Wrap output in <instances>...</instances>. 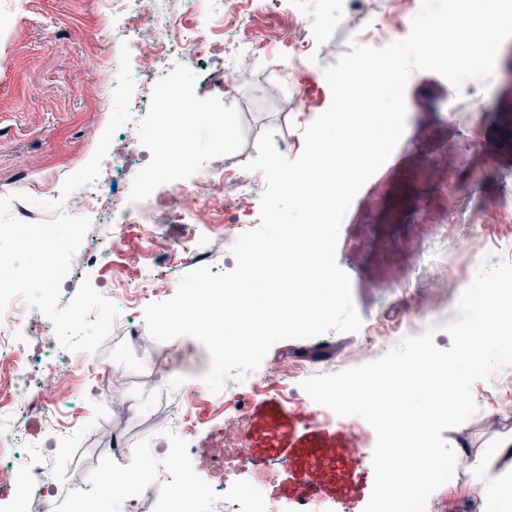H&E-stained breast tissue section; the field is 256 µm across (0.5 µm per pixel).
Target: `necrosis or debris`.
I'll list each match as a JSON object with an SVG mask.
<instances>
[{
	"label": "necrosis or debris",
	"instance_id": "1",
	"mask_svg": "<svg viewBox=\"0 0 512 512\" xmlns=\"http://www.w3.org/2000/svg\"><path fill=\"white\" fill-rule=\"evenodd\" d=\"M112 23L103 34L111 46L128 45L131 69L136 83L142 89L154 87L168 73V61L177 56L187 60L200 57L215 34L214 21L218 16H230L239 8V0H165L163 10L148 8V0H116ZM246 42L269 44L279 40L290 49L288 64L303 69L314 56L311 44L300 29L288 34L273 35L261 26L252 27L244 36ZM253 178L235 171L223 177L213 172H200L192 180H176L159 186V193L170 199V210H159L152 199L129 203V191L123 185L113 184L107 176H100L92 185L68 195L63 210L73 216H94L108 225L106 234L94 245L96 261L107 265L121 251L126 242L129 225L141 226L150 234H159L171 218L186 224H197L214 201L234 197L241 222H248L253 214L251 198ZM42 316L31 309L22 298H14L0 312V512H15L17 500L24 499L36 506L37 512H85V478L71 475L64 487H57L45 478L41 467H30L22 458L29 450L22 422L38 416L49 434L62 436L79 424V419L67 409L66 395L77 383L78 369L70 357L61 355L53 364H45L41 353L30 348L29 331L41 323ZM51 368L53 384L43 388L41 374ZM313 371L311 365H295L287 375L275 373L265 364L245 379L225 383L223 392L212 393L206 384L196 383L185 388L178 401L169 426L173 428L183 447L194 444L198 428L208 418L200 410L201 404H223L226 394L250 390L285 403L307 406L311 399L301 388V379ZM234 462L250 474L249 485L225 488L217 492L212 486L193 481L189 471L180 465L162 469L149 485L130 483L125 495L115 500V512H135L148 505L150 512H173L165 493L173 481L187 484L191 497L204 499L208 512H280L267 499L264 490L279 473L288 468V461L279 456L255 457L244 439L228 442Z\"/></svg>",
	"mask_w": 512,
	"mask_h": 512
}]
</instances>
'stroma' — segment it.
<instances>
[{
    "label": "stroma",
    "mask_w": 512,
    "mask_h": 512,
    "mask_svg": "<svg viewBox=\"0 0 512 512\" xmlns=\"http://www.w3.org/2000/svg\"><path fill=\"white\" fill-rule=\"evenodd\" d=\"M293 0H276L262 16L242 8L227 19L204 52L200 70L229 67L240 32L254 25L286 33L294 23ZM414 0H332L328 12L309 15L306 34L320 57L301 74L284 67L282 53L269 45L256 56L252 68L236 77L220 93L224 105L235 107L245 133L235 154L207 162L215 172L243 171L257 155L256 142L265 130L276 140L291 139L287 159L303 149V135L295 124L290 100L297 80H305L315 112H324L332 94L324 69L334 59L323 54L326 43L348 52L358 29L381 15L410 14ZM106 0H0V194H25L35 199L33 220H40L41 202L52 200L58 180L94 150L112 113V92L98 80L97 70L111 53L102 40ZM407 116L404 133L384 165L353 199L340 228L337 262L351 283L352 299L363 328L381 334L378 353H385L404 336L407 323L424 309L456 312L463 290L490 255L512 261V214L503 210L505 193L512 192V80L496 61L487 82L475 95L455 90L439 75L413 72L405 89ZM226 213L214 210L204 223L190 225L191 234L205 238L200 254L181 255L177 267L160 266L158 300L174 296L181 277L201 266L218 273L233 269L235 260L224 249V238L242 234L246 227L229 224ZM81 247L75 258L80 277L63 282L61 304H68L81 277H88L102 295L122 291L125 270L133 261L153 257L154 245L141 227L128 230L123 252L114 254L105 270ZM143 327L142 310H133L127 324H114L97 353L80 352L83 365L111 366L120 381L115 399H136L145 413L117 424L103 414L92 396L94 381H85L74 402L86 422L71 431L56 455L48 477L67 481L71 468L90 477V493L100 502L108 497L95 483L96 473L108 466L112 432L123 427L131 450L130 467L150 462L162 469L167 458L154 454L162 444H174L172 430L156 426L149 410H163L158 395V371H167L168 389L183 388L188 378H200L210 356L191 337L175 338L185 357L184 371L168 372L166 342L152 341L150 352L126 346L125 325ZM357 336L328 333L311 339H290L268 352L273 363L289 367L312 362L317 373L330 374L371 361V354L355 355ZM501 388L493 404L442 436L456 455L461 476L439 489L433 512H487L488 506L471 484L472 464L488 453L498 438L512 435V367L498 371ZM239 430L255 456L283 455L291 465L269 485L266 494L296 512L297 501L310 495L335 508L347 503L363 512L372 492L371 458L350 449V430L323 422L313 407H297L265 395L242 392L225 409L210 414L200 429L197 454L183 458L204 483L211 477L203 449ZM323 462L320 483L306 487L305 475L313 463Z\"/></svg>",
    "instance_id": "35a3bbf8"
}]
</instances>
